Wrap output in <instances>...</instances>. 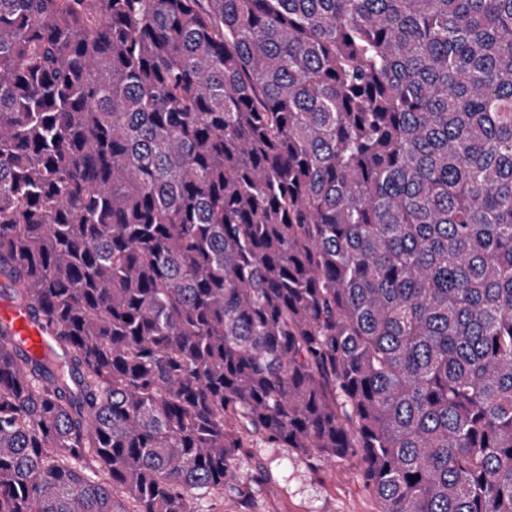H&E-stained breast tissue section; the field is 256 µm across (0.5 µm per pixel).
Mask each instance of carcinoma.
Instances as JSON below:
<instances>
[{
  "mask_svg": "<svg viewBox=\"0 0 512 512\" xmlns=\"http://www.w3.org/2000/svg\"><path fill=\"white\" fill-rule=\"evenodd\" d=\"M5 292L0 512H512V0H0ZM0 324L9 327L18 343L33 357H40L50 350L53 338L47 336L32 321L23 307L13 303L8 297L0 299ZM244 451L224 498L203 503L208 512H378L347 462L313 461L259 441Z\"/></svg>",
  "mask_w": 512,
  "mask_h": 512,
  "instance_id": "obj_1",
  "label": "carcinoma"
}]
</instances>
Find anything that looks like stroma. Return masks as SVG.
Instances as JSON below:
<instances>
[{
  "mask_svg": "<svg viewBox=\"0 0 512 512\" xmlns=\"http://www.w3.org/2000/svg\"><path fill=\"white\" fill-rule=\"evenodd\" d=\"M206 512H378L355 468L313 461L292 448L251 442L223 495Z\"/></svg>",
  "mask_w": 512,
  "mask_h": 512,
  "instance_id": "1",
  "label": "stroma"
}]
</instances>
